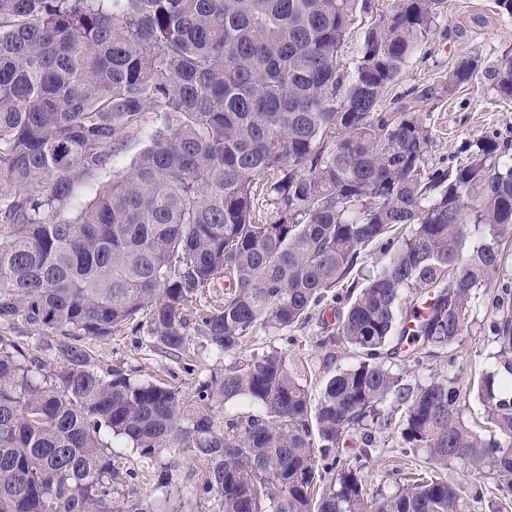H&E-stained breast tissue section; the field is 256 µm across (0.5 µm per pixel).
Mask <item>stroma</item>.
Wrapping results in <instances>:
<instances>
[{"instance_id": "35a3bbf8", "label": "stroma", "mask_w": 512, "mask_h": 512, "mask_svg": "<svg viewBox=\"0 0 512 512\" xmlns=\"http://www.w3.org/2000/svg\"><path fill=\"white\" fill-rule=\"evenodd\" d=\"M396 0H372L370 14L358 17L351 26L340 60L345 74H353L363 43L365 30L387 15ZM440 36L419 48L402 74L391 84L383 101L391 107L397 97L410 88L434 84L440 87L438 99L430 102L432 147L430 160L439 164L457 155L463 141H474L489 134H496L499 141L512 146V101L500 100L491 89L487 68L496 65L502 54L512 49V18L498 13L493 0H446L439 20ZM479 56L484 71L471 83L449 88L448 73L459 60ZM157 128L154 114H146L138 126L130 129L127 139L116 156L112 168H105L86 175L74 186V202L88 203L96 192L112 179L113 170H122L147 146ZM333 300H325L315 308L312 318L304 325L278 334L258 333L248 344V351H278L290 368L303 376V382L312 396H319L327 379L337 369L355 364L352 352L339 349L328 354L319 341L322 331L320 319H333ZM491 299L481 296L476 300L469 327L460 346L444 351L438 360L418 368L396 364L394 373L415 374L426 379L441 374L468 383L482 374L491 372L492 345L482 332V325L489 320ZM95 350L106 364L140 378L158 380L189 393L198 375L211 364L208 356L177 359L154 349L146 333L124 329L106 341L95 343ZM117 455L124 468L133 477L127 485L118 487L114 498L124 501L128 493L137 497L159 496L162 489H169L174 496L178 512H204L195 496L208 468L206 459L194 455L179 456L176 466L160 472L148 468L138 453L130 448L118 449ZM428 464L425 454L395 445L374 448L365 460L362 476L370 494L392 491L397 481L417 476ZM449 484L468 487L467 512H490L491 505H498L502 512H512V496L504 497L492 475H469L460 468L442 471Z\"/></svg>"}]
</instances>
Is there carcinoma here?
<instances>
[{"instance_id":"obj_1","label":"carcinoma","mask_w":512,"mask_h":512,"mask_svg":"<svg viewBox=\"0 0 512 512\" xmlns=\"http://www.w3.org/2000/svg\"><path fill=\"white\" fill-rule=\"evenodd\" d=\"M372 0H0V512H172L171 495L114 500L115 448L154 469L209 461V512H466L439 476L368 497L361 458L399 434L438 469L487 471L512 495V154L495 136L429 162L431 85L381 109L436 34L445 0H398L368 28L353 76L339 53ZM476 56L448 72L455 87ZM512 100V54L490 72ZM146 112L158 130L93 200L74 185L113 162ZM274 210L256 214L257 180ZM483 242L467 246L471 227ZM388 262L345 309L328 350L358 362L312 399L279 352L241 356L356 286L364 251ZM228 282L211 302L215 281ZM493 291L494 371L477 390L422 384L421 366L468 332ZM214 367L193 392L133 378L91 346L125 328ZM487 427L464 417L471 396ZM254 409L221 416L224 404ZM353 435L363 449L344 458ZM331 474L319 496L314 490Z\"/></svg>"}]
</instances>
